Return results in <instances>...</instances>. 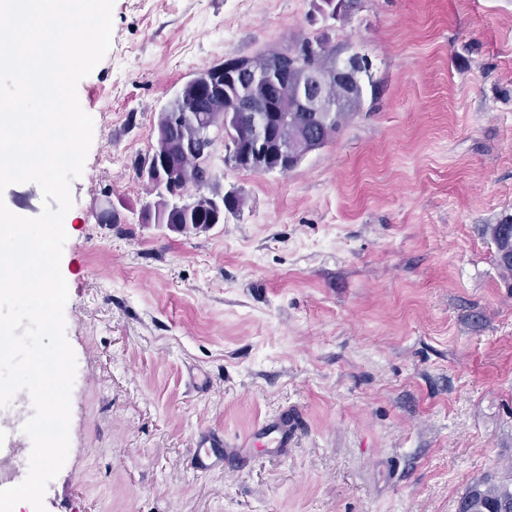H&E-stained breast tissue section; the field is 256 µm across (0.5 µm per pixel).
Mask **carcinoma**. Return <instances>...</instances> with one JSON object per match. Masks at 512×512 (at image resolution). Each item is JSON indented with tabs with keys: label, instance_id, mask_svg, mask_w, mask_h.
Segmentation results:
<instances>
[{
	"label": "carcinoma",
	"instance_id": "1",
	"mask_svg": "<svg viewBox=\"0 0 512 512\" xmlns=\"http://www.w3.org/2000/svg\"><path fill=\"white\" fill-rule=\"evenodd\" d=\"M301 46H308L310 50L298 57L294 56L292 48L280 52L281 65L294 72L298 71L299 62L310 67L324 65L322 42L306 41ZM266 83L265 77L226 80L224 72L215 64L195 73L176 92L168 106L159 113L152 131L155 136L152 156L166 169L172 191L182 193L190 185L204 188L214 180L206 159L184 151L188 144L197 140L203 129L224 131L225 160L236 168L250 169V166L237 161V157L247 151L248 143L233 136L235 129L247 125V121L239 118L228 123L226 118L227 113L235 111L240 96L249 94L261 100L258 115L272 127H277L274 114L280 111V106L265 96ZM284 106L288 107V145L298 151L314 139L328 143L347 117L345 112H326L311 120L305 113L291 110L292 100L284 99ZM237 205V199L229 194H200L193 200L191 208L173 211L169 200L160 194L158 201L145 209V220L148 223L175 224L183 231L195 230L211 223L212 215L218 209L233 210ZM490 233L496 245L499 267L512 274V259L503 256V250L512 244V220L492 225ZM460 508L461 512H512V489L485 488L477 484L466 493Z\"/></svg>",
	"mask_w": 512,
	"mask_h": 512
}]
</instances>
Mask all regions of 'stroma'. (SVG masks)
<instances>
[{"instance_id":"1","label":"stroma","mask_w":512,"mask_h":512,"mask_svg":"<svg viewBox=\"0 0 512 512\" xmlns=\"http://www.w3.org/2000/svg\"><path fill=\"white\" fill-rule=\"evenodd\" d=\"M115 0L77 87L94 120L60 269L77 370L46 512H458L512 488V0ZM367 56L366 96L287 173L209 165L238 209L145 222L134 162L175 93L303 41ZM299 434L197 474L210 432ZM490 233L497 249V261L499 267L506 273L512 274V260L505 258L502 252L508 245L512 248V220H505L501 224H494L490 228ZM460 512H512V489L475 485L460 504Z\"/></svg>"}]
</instances>
